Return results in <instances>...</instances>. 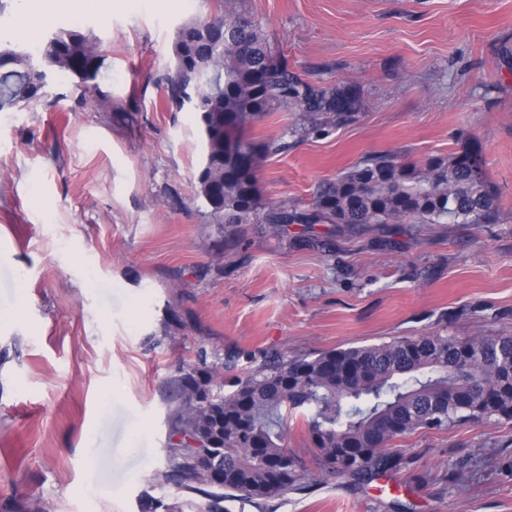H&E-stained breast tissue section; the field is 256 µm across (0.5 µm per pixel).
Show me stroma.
Masks as SVG:
<instances>
[{
    "instance_id": "1",
    "label": "stroma",
    "mask_w": 512,
    "mask_h": 512,
    "mask_svg": "<svg viewBox=\"0 0 512 512\" xmlns=\"http://www.w3.org/2000/svg\"><path fill=\"white\" fill-rule=\"evenodd\" d=\"M290 68L361 85L356 121L304 136L264 116L259 202L312 205L365 156L421 165L478 143L501 220L382 226L330 246L217 224L199 197L200 116L167 103L178 27L209 0H56L54 27L94 38L100 108L58 77L54 106L0 113V512H208L165 483L174 381L231 379L270 356L393 338L512 334V0H240ZM298 489L224 512H512V421L404 436L366 485L322 471L285 417Z\"/></svg>"
}]
</instances>
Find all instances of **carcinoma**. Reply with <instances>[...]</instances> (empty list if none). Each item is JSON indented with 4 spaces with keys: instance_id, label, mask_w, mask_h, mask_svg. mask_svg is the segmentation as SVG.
<instances>
[{
    "instance_id": "carcinoma-1",
    "label": "carcinoma",
    "mask_w": 512,
    "mask_h": 512,
    "mask_svg": "<svg viewBox=\"0 0 512 512\" xmlns=\"http://www.w3.org/2000/svg\"><path fill=\"white\" fill-rule=\"evenodd\" d=\"M204 19L178 27L174 68L162 78L168 102L200 114L199 195L218 224H267L273 235L302 224L313 231L362 230L385 224H494L498 196L487 180L477 146L406 166L389 154L359 161L321 182L311 208L276 205L260 209L255 173L260 157L283 149L247 136L253 123L285 105L304 112L302 132L356 120L363 108L360 86H315L280 58L256 20L237 0H213ZM96 41L78 29L44 34L30 49L0 46V112L45 101L42 84L72 75L84 92L108 96L96 78L103 56ZM214 391L212 378L191 372L178 380L179 393L195 391L216 400V411L189 418L183 404L169 415L171 474L184 488L212 499L214 512L226 498L268 500L300 484L285 460L282 412L307 426L317 464L357 482L397 469L392 441L416 431L445 430L465 420L512 421V335L447 336L439 333L393 339L288 358L277 356L232 384ZM221 424L224 484L190 478L181 449L198 425Z\"/></svg>"
}]
</instances>
